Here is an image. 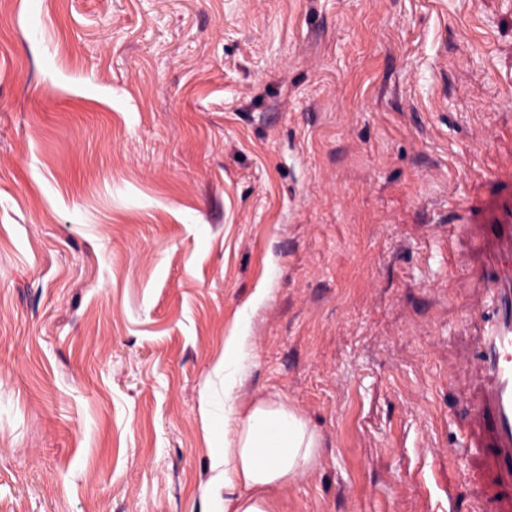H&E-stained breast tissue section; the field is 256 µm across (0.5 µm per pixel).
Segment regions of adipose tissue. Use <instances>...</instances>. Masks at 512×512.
Instances as JSON below:
<instances>
[{"instance_id": "adipose-tissue-1", "label": "adipose tissue", "mask_w": 512, "mask_h": 512, "mask_svg": "<svg viewBox=\"0 0 512 512\" xmlns=\"http://www.w3.org/2000/svg\"><path fill=\"white\" fill-rule=\"evenodd\" d=\"M268 298L267 289H256L240 309L201 391L204 417L224 423L209 441L205 492L213 512H280L276 491L305 480L320 466V433L296 406L279 396L239 399L249 357L245 325Z\"/></svg>"}]
</instances>
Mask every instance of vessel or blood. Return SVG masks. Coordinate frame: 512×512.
Instances as JSON below:
<instances>
[{
    "label": "vessel or blood",
    "instance_id": "1",
    "mask_svg": "<svg viewBox=\"0 0 512 512\" xmlns=\"http://www.w3.org/2000/svg\"><path fill=\"white\" fill-rule=\"evenodd\" d=\"M492 185L448 237H468L482 265L474 283L484 297L475 315L480 381L464 425L472 474L490 512H512V173Z\"/></svg>",
    "mask_w": 512,
    "mask_h": 512
}]
</instances>
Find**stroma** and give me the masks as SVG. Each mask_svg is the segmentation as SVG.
Returning a JSON list of instances; mask_svg holds the SVG:
<instances>
[{"mask_svg":"<svg viewBox=\"0 0 512 512\" xmlns=\"http://www.w3.org/2000/svg\"><path fill=\"white\" fill-rule=\"evenodd\" d=\"M512 0L0 5V512H208L200 392L323 437L283 512H478V260Z\"/></svg>","mask_w":512,"mask_h":512,"instance_id":"stroma-1","label":"stroma"}]
</instances>
